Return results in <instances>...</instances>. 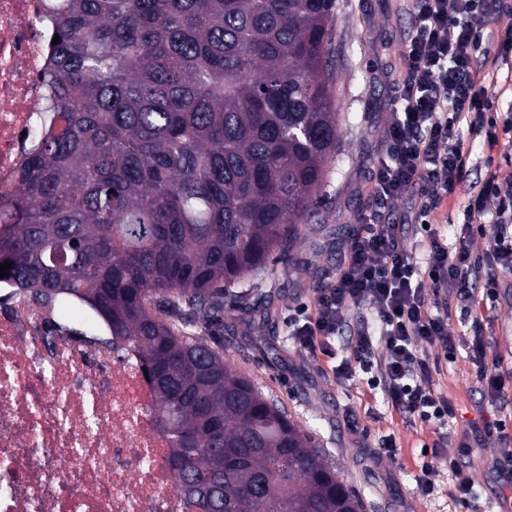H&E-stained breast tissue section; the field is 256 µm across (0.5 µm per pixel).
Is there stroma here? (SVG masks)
<instances>
[{"label": "stroma", "instance_id": "stroma-1", "mask_svg": "<svg viewBox=\"0 0 512 512\" xmlns=\"http://www.w3.org/2000/svg\"><path fill=\"white\" fill-rule=\"evenodd\" d=\"M412 26L408 0H336L331 76L340 142L319 217L304 227L293 264L270 261L256 280L260 306L225 315L224 359L312 435L326 463L360 496L364 512H499L503 498L512 495V458L504 454L512 449V270H498L495 301L475 305L489 341L484 368L470 357L471 320L458 293H447L448 331L456 339V353L448 360L442 351L429 353L434 363L430 384L453 408L439 429L403 417L382 395L371 393L365 374L350 380L337 376V366L350 357L347 330L332 337L328 356L302 349L288 337L289 310L313 305L318 288L342 264L351 233L368 215L372 169L398 106L403 45ZM478 79L494 86L499 95L495 117L504 120L512 103V61L499 64L487 55ZM493 172L512 174V141L502 135L475 139L468 181L482 182ZM483 370L504 378L499 397L486 395L479 376ZM499 419L506 421V433L492 430ZM387 439L397 448L391 462L377 457ZM427 448L440 453L428 494L418 486ZM452 460L474 482L471 508L455 501V480L448 470Z\"/></svg>", "mask_w": 512, "mask_h": 512}]
</instances>
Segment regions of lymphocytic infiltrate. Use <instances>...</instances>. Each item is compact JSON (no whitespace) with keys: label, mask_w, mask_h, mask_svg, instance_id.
Wrapping results in <instances>:
<instances>
[{"label":"lymphocytic infiltrate","mask_w":512,"mask_h":512,"mask_svg":"<svg viewBox=\"0 0 512 512\" xmlns=\"http://www.w3.org/2000/svg\"><path fill=\"white\" fill-rule=\"evenodd\" d=\"M493 3L411 0L415 22L405 42L402 109L390 121L384 156L373 170L374 208L349 239L344 264L318 289L314 307L298 306L288 316L295 343L313 352L340 333L348 309L374 303V320H359L353 330L354 363L395 410L440 427L447 425L450 407L428 384L431 366L423 352L440 347L450 357L456 343L447 317L433 312L431 296L443 288L469 295L473 236L492 235L493 265L512 267V235L506 231L512 179L490 177L473 195L456 249L428 232L422 265L404 249V227L391 215L413 188L418 200L412 220L431 217L442 198L465 182L471 151L459 125L477 126L490 106L476 61L484 50L481 25Z\"/></svg>","instance_id":"f902f5d3"}]
</instances>
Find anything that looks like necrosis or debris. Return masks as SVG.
I'll list each match as a JSON object with an SVG mask.
<instances>
[{
    "label": "necrosis or debris",
    "mask_w": 512,
    "mask_h": 512,
    "mask_svg": "<svg viewBox=\"0 0 512 512\" xmlns=\"http://www.w3.org/2000/svg\"><path fill=\"white\" fill-rule=\"evenodd\" d=\"M52 0H0V212L48 129ZM138 355L74 297L0 278V512H198Z\"/></svg>",
    "instance_id": "1"
}]
</instances>
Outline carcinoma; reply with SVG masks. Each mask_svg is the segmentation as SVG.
Returning a JSON list of instances; mask_svg holds the SVG:
<instances>
[{"mask_svg":"<svg viewBox=\"0 0 512 512\" xmlns=\"http://www.w3.org/2000/svg\"><path fill=\"white\" fill-rule=\"evenodd\" d=\"M68 2L53 127L0 223V265L80 299L138 353L200 512H364L220 340L254 297L234 287L289 261L318 212L338 144L336 0Z\"/></svg>","mask_w":512,"mask_h":512,"instance_id":"cac0c4a2","label":"carcinoma"}]
</instances>
